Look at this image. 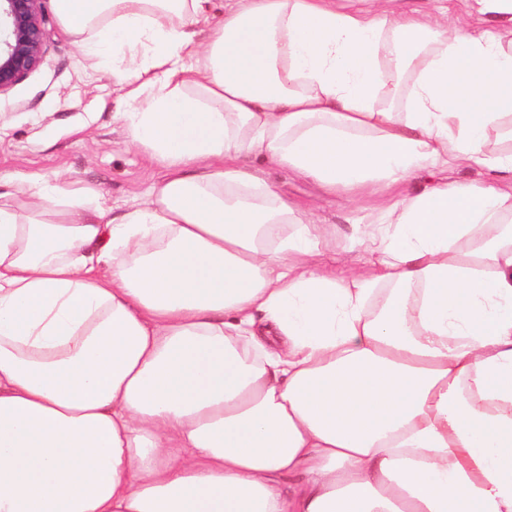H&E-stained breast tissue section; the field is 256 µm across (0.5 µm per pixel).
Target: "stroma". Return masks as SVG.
<instances>
[{
  "instance_id": "35a3bbf8",
  "label": "stroma",
  "mask_w": 512,
  "mask_h": 512,
  "mask_svg": "<svg viewBox=\"0 0 512 512\" xmlns=\"http://www.w3.org/2000/svg\"><path fill=\"white\" fill-rule=\"evenodd\" d=\"M47 19L42 64L0 94V193L9 190L7 176L57 174L72 190L97 187L114 212L138 207L160 169L149 152L129 145L125 122L115 112L121 90L111 72L82 55L78 36L63 27L56 12H48ZM265 174L273 189L308 217L335 225L337 256L356 264L359 251L350 237L355 227L377 222L385 197L351 202L285 169Z\"/></svg>"
}]
</instances>
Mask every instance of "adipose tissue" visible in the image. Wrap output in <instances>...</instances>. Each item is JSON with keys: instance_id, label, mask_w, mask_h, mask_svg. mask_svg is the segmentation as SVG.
Instances as JSON below:
<instances>
[{"instance_id": "obj_1", "label": "adipose tissue", "mask_w": 512, "mask_h": 512, "mask_svg": "<svg viewBox=\"0 0 512 512\" xmlns=\"http://www.w3.org/2000/svg\"><path fill=\"white\" fill-rule=\"evenodd\" d=\"M55 0L163 174L0 201V512H512V0ZM440 173L359 268L242 157ZM479 165L488 181L446 179ZM448 1V22L459 28L468 30H481L491 29L493 22L486 17L480 16L471 9L464 6L463 1L460 0H447Z\"/></svg>"}]
</instances>
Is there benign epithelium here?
Returning a JSON list of instances; mask_svg holds the SVG:
<instances>
[{
	"label": "benign epithelium",
	"mask_w": 512,
	"mask_h": 512,
	"mask_svg": "<svg viewBox=\"0 0 512 512\" xmlns=\"http://www.w3.org/2000/svg\"><path fill=\"white\" fill-rule=\"evenodd\" d=\"M43 0H0V94L43 62L47 18Z\"/></svg>",
	"instance_id": "1"
}]
</instances>
